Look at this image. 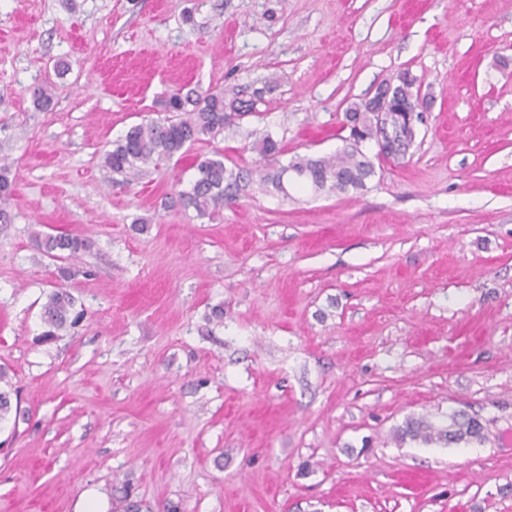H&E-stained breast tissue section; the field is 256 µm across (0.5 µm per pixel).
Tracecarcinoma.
<instances>
[{
  "label": "carcinoma",
  "instance_id": "1",
  "mask_svg": "<svg viewBox=\"0 0 512 512\" xmlns=\"http://www.w3.org/2000/svg\"><path fill=\"white\" fill-rule=\"evenodd\" d=\"M415 83L416 79L406 71L398 76V84H386L392 89L389 132L397 147L392 153L376 156L378 160L398 162L404 159L415 140L417 125L424 123L418 94L413 91ZM247 108H253V104L243 108L224 103V94L218 91L191 89L185 92L179 89L166 101V111L171 116L131 127L105 151L103 164L112 174L127 179L141 172L146 165L183 156L189 147L204 137L220 134ZM372 112L374 108L368 97L352 103L344 112L343 126L348 130V136L343 138L341 149L329 156L296 155L288 164L263 175V181L280 191L281 174L291 168L299 175L298 181L309 184L314 190L342 194L364 188L366 181L375 174V166L373 159L362 153V148L383 134ZM255 150L263 158L275 161L283 154L280 143L270 135L259 141ZM194 168L196 175L190 189L179 192L176 199L183 210L191 208L200 217H211L236 200L244 176L224 165L223 153L215 151L210 156L197 158ZM36 243L43 252L66 258H76L91 248L89 240L69 233L38 236ZM73 307L74 298L66 290L58 289L49 295L42 311V321L47 327L45 337H53L67 329ZM7 385V372L0 368V420L13 409L12 390ZM397 436L402 440L410 438L447 446L486 439L479 419L464 412L452 413L445 425L423 416L409 417L398 428Z\"/></svg>",
  "mask_w": 512,
  "mask_h": 512
}]
</instances>
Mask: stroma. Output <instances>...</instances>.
Masks as SVG:
<instances>
[{
	"label": "stroma",
	"instance_id": "1",
	"mask_svg": "<svg viewBox=\"0 0 512 512\" xmlns=\"http://www.w3.org/2000/svg\"><path fill=\"white\" fill-rule=\"evenodd\" d=\"M404 70L426 121L365 190L172 205L199 155L335 153ZM179 88L255 107L120 182L102 154ZM1 165L0 512H512V0H0ZM457 411L485 441L396 436ZM36 243L43 252L58 257L76 258L90 250L89 240L78 235L61 233L57 235H36ZM73 307L74 298L68 291L64 289L53 291L43 306L42 321L48 328L43 336L50 338L67 329L73 322L70 321Z\"/></svg>",
	"mask_w": 512,
	"mask_h": 512
}]
</instances>
